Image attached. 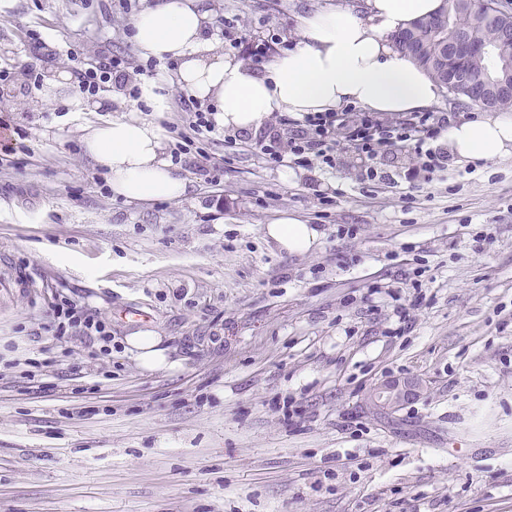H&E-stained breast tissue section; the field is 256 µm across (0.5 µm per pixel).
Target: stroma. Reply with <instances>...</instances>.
Segmentation results:
<instances>
[{
    "label": "stroma",
    "mask_w": 512,
    "mask_h": 512,
    "mask_svg": "<svg viewBox=\"0 0 512 512\" xmlns=\"http://www.w3.org/2000/svg\"><path fill=\"white\" fill-rule=\"evenodd\" d=\"M329 0H201L218 52L248 62L256 37L296 46L298 19ZM151 0H10L0 7V255L26 287L0 291V512H512V155L408 179V149L367 180L274 167L204 143L174 164L177 200L129 201L82 145L88 124L186 127L175 74L165 111L110 82L74 111L77 63L139 58L133 18ZM242 42L230 46L221 27ZM69 80L54 101L46 77ZM221 167L220 184L200 167ZM411 203H403L402 195ZM289 214L319 245L283 251ZM420 299L397 331L396 303ZM112 323V352L56 338L61 300ZM147 314L136 320L135 311ZM159 337L169 367L143 369L129 337ZM64 361L28 372L44 350ZM427 389L394 413L366 409L378 381ZM299 416L283 421L282 405ZM266 236L288 253H305L313 249L321 233L313 224H304L294 217L276 219L265 227Z\"/></svg>",
    "instance_id": "35a3bbf8"
}]
</instances>
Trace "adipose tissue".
<instances>
[{"mask_svg":"<svg viewBox=\"0 0 512 512\" xmlns=\"http://www.w3.org/2000/svg\"><path fill=\"white\" fill-rule=\"evenodd\" d=\"M443 0H363L304 16L295 48L256 69L217 53L206 35L208 16L198 0H156L132 22V39L144 58L177 66L182 89L216 104L215 120L231 132L256 130L273 113L302 116L358 104L373 112H413L431 106L439 86L389 37L441 8ZM448 143L465 160L493 161L512 154V114L453 125ZM87 155L104 169L114 194L128 200H175L187 182L164 157L159 126L121 118L89 126ZM266 235L282 250L305 253L321 238L318 228L294 217L276 219Z\"/></svg>","mask_w":512,"mask_h":512,"instance_id":"1","label":"adipose tissue"}]
</instances>
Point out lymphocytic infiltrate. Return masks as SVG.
I'll return each mask as SVG.
<instances>
[{"label":"lymphocytic infiltrate","mask_w":512,"mask_h":512,"mask_svg":"<svg viewBox=\"0 0 512 512\" xmlns=\"http://www.w3.org/2000/svg\"><path fill=\"white\" fill-rule=\"evenodd\" d=\"M132 67L128 56H101L100 60L77 70L78 88L80 92L96 94L111 79H125L127 69ZM137 70L148 77L157 73L153 65ZM184 109L190 114L188 132H180L175 124L169 127L177 135L173 151L177 159L190 154L197 141L210 139L218 130L213 113L201 109L196 99L185 101ZM450 122V116L444 112H403L391 118L381 112L349 109L310 112L303 119H289L287 132H265L256 148L263 159L277 166H310L318 162L332 167L336 164L337 151L345 145L353 148L364 162V178L373 180L378 176L374 160L388 151L406 147L414 153L417 167L432 174L448 167V158L436 143ZM54 317L58 321L57 333L77 329L83 335L96 337L100 354H111L112 333L99 313L64 302L57 305Z\"/></svg>","instance_id":"obj_1"}]
</instances>
